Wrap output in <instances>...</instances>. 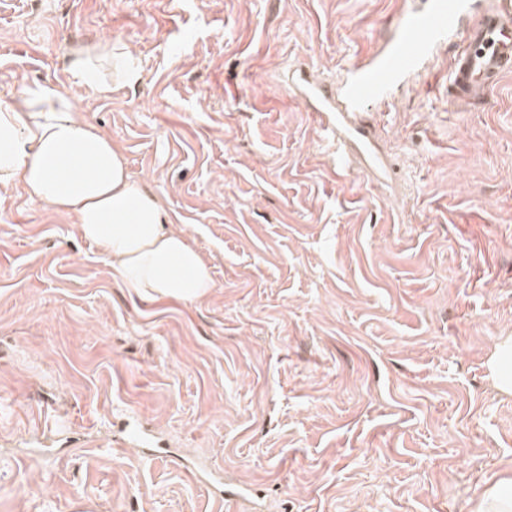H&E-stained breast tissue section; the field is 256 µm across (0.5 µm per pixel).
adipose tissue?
Returning a JSON list of instances; mask_svg holds the SVG:
<instances>
[{
  "mask_svg": "<svg viewBox=\"0 0 512 512\" xmlns=\"http://www.w3.org/2000/svg\"><path fill=\"white\" fill-rule=\"evenodd\" d=\"M111 42L72 52L74 86L111 93L99 65ZM73 216L81 238L108 261L112 277L145 302L193 303L214 286L199 252L175 228L159 197L134 180L125 156L99 128L75 115L68 89L38 85L0 102V186Z\"/></svg>",
  "mask_w": 512,
  "mask_h": 512,
  "instance_id": "obj_1",
  "label": "adipose tissue"
}]
</instances>
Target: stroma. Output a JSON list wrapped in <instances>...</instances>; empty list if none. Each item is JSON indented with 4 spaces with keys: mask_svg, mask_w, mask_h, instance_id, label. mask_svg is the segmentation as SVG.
I'll use <instances>...</instances> for the list:
<instances>
[{
    "mask_svg": "<svg viewBox=\"0 0 512 512\" xmlns=\"http://www.w3.org/2000/svg\"><path fill=\"white\" fill-rule=\"evenodd\" d=\"M422 0H0V96L68 84L118 41L142 80L79 117L110 136L209 266L142 302L72 217L0 186V512H471L512 472V73L450 103L454 48L373 106V153L288 89L337 80ZM149 422L147 459L114 422ZM113 50L111 41H100L73 51L68 64L72 84L98 96L112 93V82L100 78L99 64L112 61ZM489 370L496 389L512 395V336L500 338L489 361Z\"/></svg>",
    "mask_w": 512,
    "mask_h": 512,
    "instance_id": "35a3bbf8",
    "label": "stroma"
}]
</instances>
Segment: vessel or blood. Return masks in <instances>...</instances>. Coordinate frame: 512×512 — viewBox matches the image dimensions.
<instances>
[{
  "mask_svg": "<svg viewBox=\"0 0 512 512\" xmlns=\"http://www.w3.org/2000/svg\"><path fill=\"white\" fill-rule=\"evenodd\" d=\"M457 36L465 46L449 71L451 101L478 109L486 105L502 76L512 71V0H492L480 15L472 0H426L405 16L392 47L349 69L338 83L297 70L290 86L303 93L337 144L365 145L371 130L357 123L359 112L385 101L395 85L423 69L439 43Z\"/></svg>",
  "mask_w": 512,
  "mask_h": 512,
  "instance_id": "b4317fda",
  "label": "vessel or blood"
}]
</instances>
